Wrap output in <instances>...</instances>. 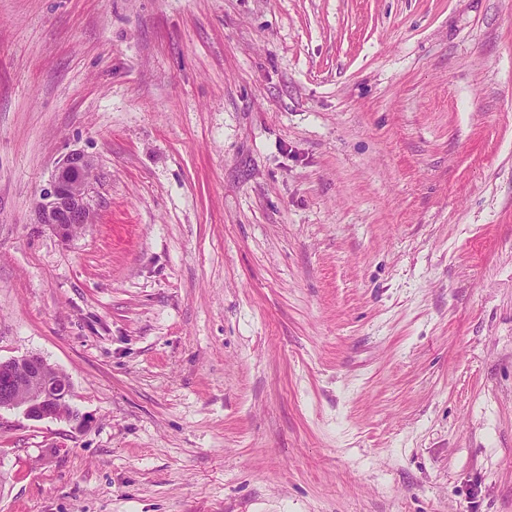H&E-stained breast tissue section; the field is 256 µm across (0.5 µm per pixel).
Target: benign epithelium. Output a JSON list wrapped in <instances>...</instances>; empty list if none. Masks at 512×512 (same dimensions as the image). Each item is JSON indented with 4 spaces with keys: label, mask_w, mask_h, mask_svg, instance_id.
Instances as JSON below:
<instances>
[{
    "label": "benign epithelium",
    "mask_w": 512,
    "mask_h": 512,
    "mask_svg": "<svg viewBox=\"0 0 512 512\" xmlns=\"http://www.w3.org/2000/svg\"><path fill=\"white\" fill-rule=\"evenodd\" d=\"M90 159L82 152L68 155L60 165L52 186L37 210L38 223L46 224L66 240L75 224L90 219ZM28 389L38 392L32 400L22 397ZM67 380L49 375L47 362L39 355L0 361V411L20 410L31 420L60 416V406L68 402Z\"/></svg>",
    "instance_id": "obj_1"
}]
</instances>
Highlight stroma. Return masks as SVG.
<instances>
[{
	"label": "stroma",
	"instance_id": "obj_1",
	"mask_svg": "<svg viewBox=\"0 0 512 512\" xmlns=\"http://www.w3.org/2000/svg\"><path fill=\"white\" fill-rule=\"evenodd\" d=\"M30 354L0 512H512V0H0ZM90 159L82 152L68 155L37 210L38 223L47 224L62 239L72 236L90 219ZM72 228L74 229L72 232ZM39 355L0 361V411L21 410L31 420H43L60 416V406L68 402L70 388L62 372L48 367ZM49 371V373H48ZM28 389L24 399L21 394Z\"/></svg>",
	"mask_w": 512,
	"mask_h": 512
}]
</instances>
